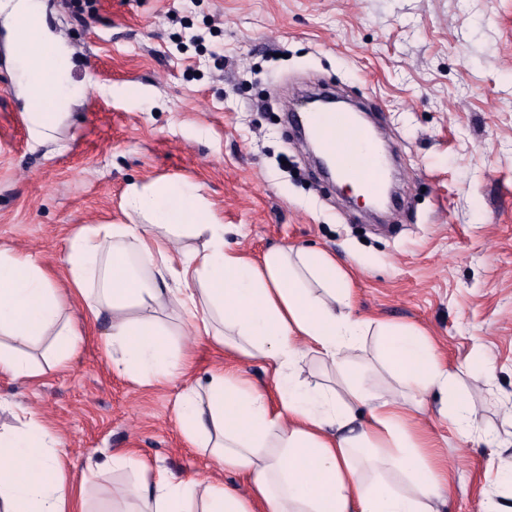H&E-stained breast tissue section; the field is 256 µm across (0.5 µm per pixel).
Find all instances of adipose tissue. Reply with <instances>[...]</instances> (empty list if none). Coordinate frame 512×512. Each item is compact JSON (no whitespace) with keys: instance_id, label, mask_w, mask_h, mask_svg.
Wrapping results in <instances>:
<instances>
[{"instance_id":"1","label":"adipose tissue","mask_w":512,"mask_h":512,"mask_svg":"<svg viewBox=\"0 0 512 512\" xmlns=\"http://www.w3.org/2000/svg\"><path fill=\"white\" fill-rule=\"evenodd\" d=\"M5 25L22 86L31 104L25 119L33 140L50 138L75 102L71 50L47 27L39 0H9ZM129 207L141 224H99L81 229L67 245L70 288L60 292L40 255L0 250V375L35 377L21 346L54 334L50 353L66 368L80 333L67 322L69 298L81 299L88 322H109L106 351L118 371L167 379L184 374L187 352L172 351L156 312L172 309L194 333L223 340L243 338L275 369L279 402L240 378L216 371L204 388L189 387L176 412L186 437L210 449L251 489L243 497L221 482L198 488L144 468L136 495L148 512H441L440 476L424 455L428 441L419 424L421 396L447 395L442 413L461 433L474 422L473 402L453 399L456 376L433 342L409 325L378 326L382 356L399 390L379 389L371 369H356L348 357L369 322L349 310L351 275L334 255L310 249H274L253 260L227 247L224 226L184 183L130 184ZM167 228L172 242L160 244L153 227ZM204 237L201 249L179 248L176 236ZM112 253L92 276L104 242ZM150 261L142 276L137 260ZM312 355L333 368L334 388L302 382L296 367ZM416 391L406 399L403 389ZM20 430L0 437V512H85L80 490L65 479V450L57 431L25 409Z\"/></svg>"}]
</instances>
